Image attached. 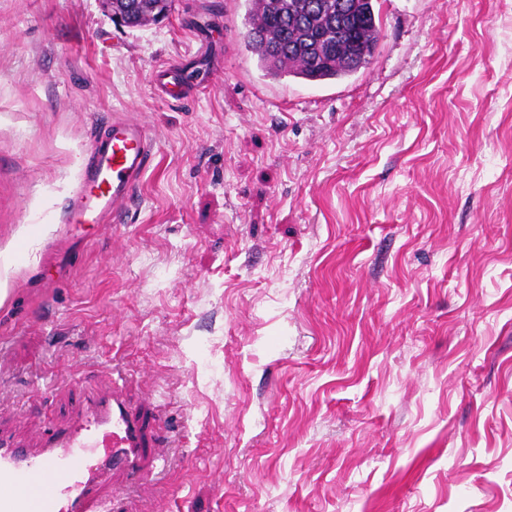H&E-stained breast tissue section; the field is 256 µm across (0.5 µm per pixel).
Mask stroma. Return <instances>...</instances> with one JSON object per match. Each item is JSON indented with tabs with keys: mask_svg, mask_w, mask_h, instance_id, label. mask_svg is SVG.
Masks as SVG:
<instances>
[{
	"mask_svg": "<svg viewBox=\"0 0 512 512\" xmlns=\"http://www.w3.org/2000/svg\"><path fill=\"white\" fill-rule=\"evenodd\" d=\"M374 10L355 75L274 83L237 0H0V432L117 373L168 459L88 512H512V0ZM116 117L153 167L60 223ZM145 3H138L132 15H128V28L141 27L143 22L139 21V13L155 14L153 20L158 16L168 14L172 7L173 0H147Z\"/></svg>",
	"mask_w": 512,
	"mask_h": 512,
	"instance_id": "1",
	"label": "stroma"
}]
</instances>
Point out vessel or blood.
<instances>
[{
  "label": "vessel or blood",
  "instance_id": "b4317fda",
  "mask_svg": "<svg viewBox=\"0 0 512 512\" xmlns=\"http://www.w3.org/2000/svg\"><path fill=\"white\" fill-rule=\"evenodd\" d=\"M153 158L142 124L113 120L81 162L62 223L99 224L120 216ZM143 452L141 425L123 390L92 393L72 426L41 447L0 439V512H84L95 485L116 467L136 472Z\"/></svg>",
  "mask_w": 512,
  "mask_h": 512
}]
</instances>
